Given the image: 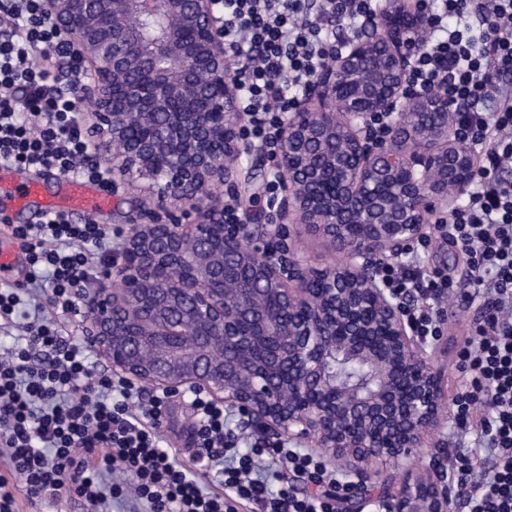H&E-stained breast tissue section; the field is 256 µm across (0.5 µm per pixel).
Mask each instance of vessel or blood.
I'll return each mask as SVG.
<instances>
[{
  "label": "vessel or blood",
  "mask_w": 512,
  "mask_h": 512,
  "mask_svg": "<svg viewBox=\"0 0 512 512\" xmlns=\"http://www.w3.org/2000/svg\"><path fill=\"white\" fill-rule=\"evenodd\" d=\"M9 171V166L0 165V195L11 201L10 206L0 208V240L5 243L4 248L0 249V280L9 279L12 269L18 264L20 258L19 250L9 244L11 235L6 231L5 226L13 222L18 214L33 202H40L42 212L56 211L67 214L76 212L94 214L104 211L112 203L111 194L97 186L66 177L61 180L60 195L47 199L43 196L39 182L9 181L6 178Z\"/></svg>",
  "instance_id": "1"
}]
</instances>
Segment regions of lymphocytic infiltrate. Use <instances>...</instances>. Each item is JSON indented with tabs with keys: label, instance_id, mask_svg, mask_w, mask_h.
Returning a JSON list of instances; mask_svg holds the SVG:
<instances>
[{
	"label": "lymphocytic infiltrate",
	"instance_id": "f902f5d3",
	"mask_svg": "<svg viewBox=\"0 0 512 512\" xmlns=\"http://www.w3.org/2000/svg\"><path fill=\"white\" fill-rule=\"evenodd\" d=\"M375 0H224V47L237 60L234 79L247 131L274 153L282 117L350 31L372 16ZM424 46L410 75L457 107V122L480 148L478 175L465 201L443 218L465 257L458 284L403 261L385 262L378 277L406 303L416 335H437L428 298L437 288L485 302L472 339L459 352L464 387L457 426L473 437L470 451H448V477L470 487L466 512H512V0H423ZM61 32L42 0H0V163L52 168L62 176L111 189L76 116L86 78L72 66L68 88L54 94V60L65 57ZM28 279L47 281L48 298L0 285V319L32 312L23 342L0 358V512L47 500L77 498L94 512L113 500L129 512H334L331 498L270 491L284 471L320 482L328 477L311 454L280 444L241 453L225 427L223 405L195 392L196 461L215 470L203 486L195 468L159 444L162 398L141 401L133 384L95 370L68 328L80 316L84 287L112 263L103 225L52 213L17 225ZM132 483H115V470Z\"/></svg>",
	"mask_w": 512,
	"mask_h": 512
}]
</instances>
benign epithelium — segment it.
I'll return each instance as SVG.
<instances>
[{
	"label": "benign epithelium",
	"instance_id": "benign-epithelium-1",
	"mask_svg": "<svg viewBox=\"0 0 512 512\" xmlns=\"http://www.w3.org/2000/svg\"><path fill=\"white\" fill-rule=\"evenodd\" d=\"M90 75L89 134L112 195L138 178L159 202L141 213L113 264L118 288L86 299V335L112 373L173 396L183 388L238 410L263 432L312 442L336 468L338 512L375 505L377 462L406 466L387 512H450L472 487L446 482L430 441L443 375L427 357L375 262L402 254L429 217L473 179L454 105L409 90L426 18L416 0H384L317 74L266 158L281 197L268 248L210 204L241 195L247 137L217 0H43ZM390 117L387 136L371 119ZM148 127L125 140L132 123ZM346 260L308 267L297 227ZM234 289L233 298L225 289ZM372 383L336 385V353Z\"/></svg>",
	"mask_w": 512,
	"mask_h": 512
}]
</instances>
